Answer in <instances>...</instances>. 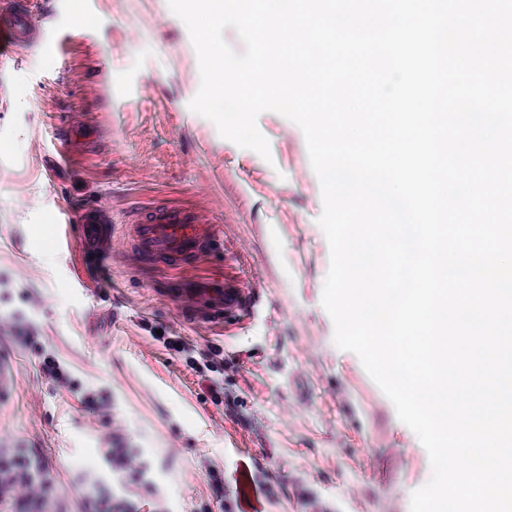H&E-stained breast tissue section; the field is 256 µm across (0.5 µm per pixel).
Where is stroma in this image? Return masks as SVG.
Returning <instances> with one entry per match:
<instances>
[{
	"instance_id": "stroma-1",
	"label": "stroma",
	"mask_w": 512,
	"mask_h": 512,
	"mask_svg": "<svg viewBox=\"0 0 512 512\" xmlns=\"http://www.w3.org/2000/svg\"><path fill=\"white\" fill-rule=\"evenodd\" d=\"M39 2L42 48L0 58V451L50 471L41 512L100 491L117 512H410L429 457L333 342L302 130L262 113L266 160L191 111L198 59L167 0ZM71 122L87 138L67 147ZM138 203L221 226L223 253L186 274L235 282L244 306L193 311L162 267L142 271L123 225ZM94 205L109 250L56 249L61 210ZM109 448L135 455L139 483Z\"/></svg>"
}]
</instances>
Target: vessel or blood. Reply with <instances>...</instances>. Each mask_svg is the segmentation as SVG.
Here are the masks:
<instances>
[{"label": "vessel or blood", "instance_id": "vessel-or-blood-1", "mask_svg": "<svg viewBox=\"0 0 512 512\" xmlns=\"http://www.w3.org/2000/svg\"><path fill=\"white\" fill-rule=\"evenodd\" d=\"M0 33L8 48L28 50L38 43L34 6L31 0H0ZM108 218L103 211L86 210L78 230L85 240L98 243L106 237ZM128 246L138 261H151L171 274L198 264L223 247V239L215 225L201 216L178 208H170L137 219L126 227ZM185 292L198 294L207 305L231 308L238 305V289L220 282L204 287L186 282Z\"/></svg>", "mask_w": 512, "mask_h": 512}]
</instances>
